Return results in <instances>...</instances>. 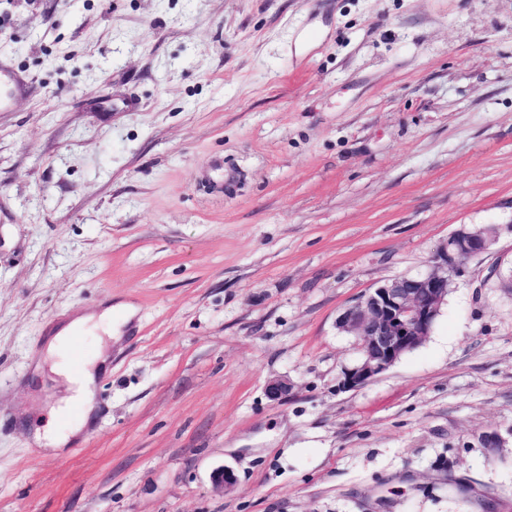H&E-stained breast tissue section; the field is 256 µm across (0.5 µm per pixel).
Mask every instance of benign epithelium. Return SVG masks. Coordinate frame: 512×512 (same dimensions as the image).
<instances>
[{"label": "benign epithelium", "mask_w": 512, "mask_h": 512, "mask_svg": "<svg viewBox=\"0 0 512 512\" xmlns=\"http://www.w3.org/2000/svg\"><path fill=\"white\" fill-rule=\"evenodd\" d=\"M493 227L461 228L442 243L427 273L397 276L348 307L338 321L341 331L361 339V356L345 370V389L360 388L386 372L430 335L448 296L450 276L471 258L487 252L495 241ZM292 384L268 382V397L279 401Z\"/></svg>", "instance_id": "obj_1"}]
</instances>
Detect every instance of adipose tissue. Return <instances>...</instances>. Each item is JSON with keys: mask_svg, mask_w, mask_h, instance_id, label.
<instances>
[{"mask_svg": "<svg viewBox=\"0 0 512 512\" xmlns=\"http://www.w3.org/2000/svg\"><path fill=\"white\" fill-rule=\"evenodd\" d=\"M135 313V308L129 303H118L105 307L97 319L112 321L116 325H124ZM95 317L89 315H77L65 325L56 328L50 336L46 349L34 363L35 372H42L43 369H51L53 373L63 378L69 385L70 396L65 399L51 412L52 418H60L66 415L72 407H80L81 415L79 420L62 430L50 427L45 430L35 431L33 444L38 453H58L68 446L71 439L76 437L88 424L93 413V398L97 388V374L100 367L105 364V355L99 354L89 362H86L81 369H73L65 358V351L76 335L82 334L89 328Z\"/></svg>", "mask_w": 512, "mask_h": 512, "instance_id": "1", "label": "adipose tissue"}]
</instances>
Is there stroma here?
I'll return each instance as SVG.
<instances>
[{"mask_svg":"<svg viewBox=\"0 0 512 512\" xmlns=\"http://www.w3.org/2000/svg\"><path fill=\"white\" fill-rule=\"evenodd\" d=\"M0 64V512H512V0H0ZM488 225L343 389L342 313ZM111 300L94 423L34 453L44 336ZM135 313V307L129 303H117L112 306L105 307L99 315L101 321H107L109 324L108 334L112 339V320L116 323L117 328L122 327ZM114 315H118L113 317Z\"/></svg>","mask_w":512,"mask_h":512,"instance_id":"stroma-1","label":"stroma"}]
</instances>
